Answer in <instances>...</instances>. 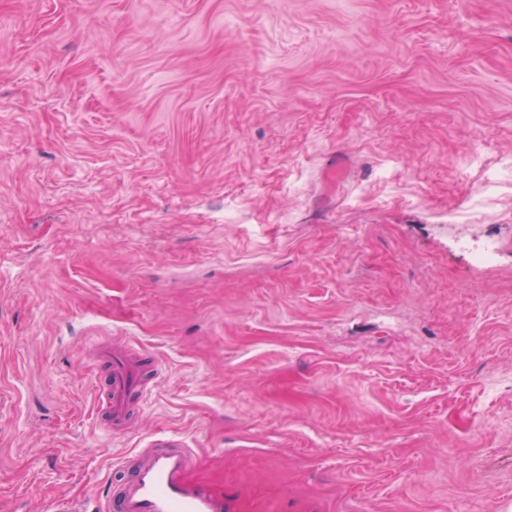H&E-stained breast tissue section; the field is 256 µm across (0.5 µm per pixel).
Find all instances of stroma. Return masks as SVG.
I'll return each mask as SVG.
<instances>
[{
    "label": "stroma",
    "instance_id": "35a3bbf8",
    "mask_svg": "<svg viewBox=\"0 0 512 512\" xmlns=\"http://www.w3.org/2000/svg\"><path fill=\"white\" fill-rule=\"evenodd\" d=\"M509 156L512 0H0V512L156 431L230 512H512ZM151 358L140 349L130 351L101 343L96 353V363L103 365L109 375L107 384L95 378L93 391L108 415L113 434L127 430L130 413L146 399L152 381L144 372L143 361Z\"/></svg>",
    "mask_w": 512,
    "mask_h": 512
}]
</instances>
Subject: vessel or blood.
I'll return each mask as SVG.
<instances>
[{"mask_svg": "<svg viewBox=\"0 0 512 512\" xmlns=\"http://www.w3.org/2000/svg\"><path fill=\"white\" fill-rule=\"evenodd\" d=\"M143 351H130L101 343L96 361L109 375L95 382L93 391L103 403L113 433L127 429L131 412L146 399L152 382L144 372ZM198 461L195 449L163 432H155L147 447L120 460V483L100 494L99 512H228L222 494L191 479Z\"/></svg>", "mask_w": 512, "mask_h": 512, "instance_id": "obj_1", "label": "vessel or blood"}]
</instances>
